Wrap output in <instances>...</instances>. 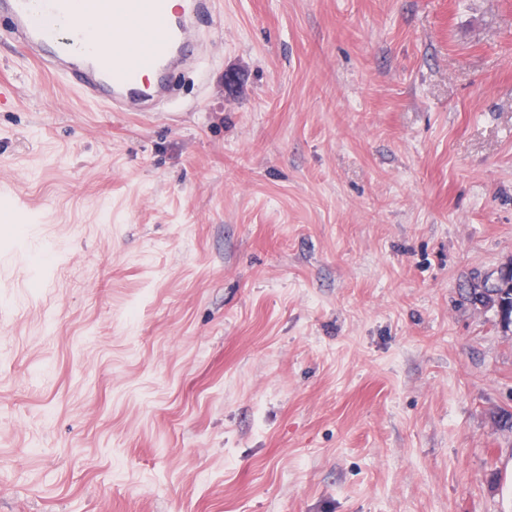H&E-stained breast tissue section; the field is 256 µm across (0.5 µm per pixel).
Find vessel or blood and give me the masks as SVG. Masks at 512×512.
Returning a JSON list of instances; mask_svg holds the SVG:
<instances>
[{"label":"vessel or blood","mask_w":512,"mask_h":512,"mask_svg":"<svg viewBox=\"0 0 512 512\" xmlns=\"http://www.w3.org/2000/svg\"><path fill=\"white\" fill-rule=\"evenodd\" d=\"M170 13L167 0H0V35L19 43L34 61L73 82L90 100L115 110L127 101L145 106L166 100L178 69L191 66L186 36L201 17L210 15L212 0H182ZM121 34L133 21L150 20L147 51H120L109 44L94 47L75 39L86 17ZM153 81L141 82V71Z\"/></svg>","instance_id":"1"}]
</instances>
